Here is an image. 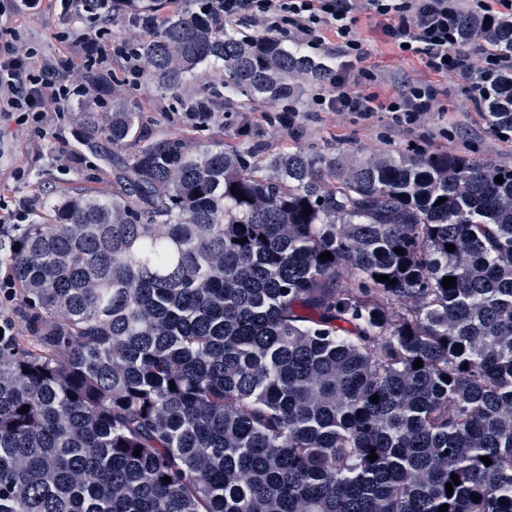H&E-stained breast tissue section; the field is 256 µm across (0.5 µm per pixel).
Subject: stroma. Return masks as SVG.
<instances>
[{
  "mask_svg": "<svg viewBox=\"0 0 512 512\" xmlns=\"http://www.w3.org/2000/svg\"><path fill=\"white\" fill-rule=\"evenodd\" d=\"M375 22L360 15L355 28L371 39L367 68L379 75L368 89L379 98L394 93L404 78H432L422 60L399 57L376 38ZM10 28L18 41L37 52V62L79 57L90 46L106 49L108 71L124 77V61L116 48L133 39L127 23L102 30L97 10L81 13L60 0H40L36 9L19 7L17 0H0V28ZM442 90L440 111L426 113L411 127L395 126L389 113L369 119L349 112H300L294 120L269 124L258 112H223L210 137L243 147L260 145L265 153L293 147L309 153L358 152L364 155L404 151L412 147L451 151L501 165H512V142L493 136L475 103L470 84L455 77L436 79ZM85 185L106 196L112 191L110 172L98 161L81 155L75 112L45 105V131L35 133L16 120L0 119V222L29 223L56 195Z\"/></svg>",
  "mask_w": 512,
  "mask_h": 512,
  "instance_id": "1",
  "label": "stroma"
}]
</instances>
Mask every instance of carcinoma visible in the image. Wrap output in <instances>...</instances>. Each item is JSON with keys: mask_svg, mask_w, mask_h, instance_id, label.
<instances>
[{"mask_svg": "<svg viewBox=\"0 0 512 512\" xmlns=\"http://www.w3.org/2000/svg\"><path fill=\"white\" fill-rule=\"evenodd\" d=\"M141 8L128 54L189 129L87 65L112 194L0 224L29 324L0 335V512H512V166L195 140L328 64L197 0ZM459 24V49L512 53V15ZM209 63L222 95L191 86ZM475 90L512 141V67ZM136 92L148 109L153 110L157 108L158 110V112H148L147 115L161 118L164 113H167L170 116V120L161 126L166 132L179 134L185 133L184 131L187 130L184 123L185 117L184 113L181 112L179 105L170 99L156 100L155 97H153L151 89L144 84H142ZM162 110H171V112H160Z\"/></svg>", "mask_w": 512, "mask_h": 512, "instance_id": "carcinoma-1", "label": "carcinoma"}]
</instances>
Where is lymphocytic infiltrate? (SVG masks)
Segmentation results:
<instances>
[{
	"label": "lymphocytic infiltrate",
	"instance_id": "f902f5d3",
	"mask_svg": "<svg viewBox=\"0 0 512 512\" xmlns=\"http://www.w3.org/2000/svg\"><path fill=\"white\" fill-rule=\"evenodd\" d=\"M213 7L225 23L255 26L280 41L335 57L327 86L311 98L316 112L361 117L389 112L401 123L439 109L434 81L404 80L386 100L366 91L377 76L363 66L370 50L354 27L361 13L378 19L390 48L421 59L436 77L489 80L512 66V55L487 53L474 64L459 52V0H214ZM31 59L30 50L0 36V114L17 116L39 132L46 100L65 112L80 90L60 82L52 65L36 67Z\"/></svg>",
	"mask_w": 512,
	"mask_h": 512
}]
</instances>
